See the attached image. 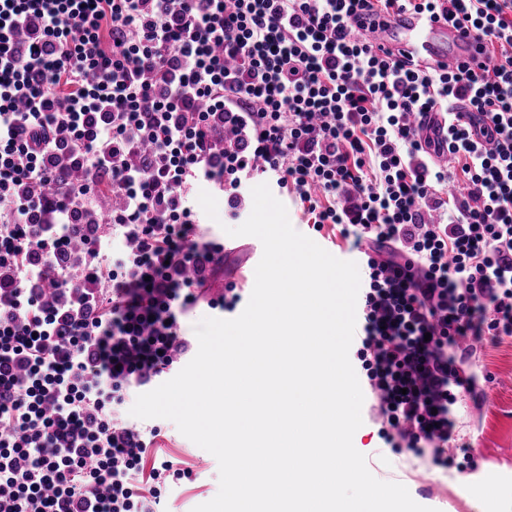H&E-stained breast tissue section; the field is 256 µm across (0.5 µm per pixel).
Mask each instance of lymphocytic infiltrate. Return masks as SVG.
<instances>
[{"label":"lymphocytic infiltrate","mask_w":512,"mask_h":512,"mask_svg":"<svg viewBox=\"0 0 512 512\" xmlns=\"http://www.w3.org/2000/svg\"><path fill=\"white\" fill-rule=\"evenodd\" d=\"M410 10L473 29L478 67L376 47ZM442 110L460 197L411 121ZM258 177L363 260L380 438L455 467L461 340L512 335V0H0V512H160L190 477L115 412L188 311L235 310L192 197L234 216Z\"/></svg>","instance_id":"lymphocytic-infiltrate-1"}]
</instances>
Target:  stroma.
Listing matches in <instances>:
<instances>
[{
    "mask_svg": "<svg viewBox=\"0 0 512 512\" xmlns=\"http://www.w3.org/2000/svg\"><path fill=\"white\" fill-rule=\"evenodd\" d=\"M491 382L485 386L486 401L464 396L457 406L459 444L475 449L476 470L461 473L443 470L430 460L387 448L378 426L364 421L355 432V448L376 463L373 475L405 485L415 502L434 512H512V336L488 344L471 356ZM144 428L160 427L153 446L174 467L190 469L191 478L168 481L164 512H192L218 492V463L169 420H144Z\"/></svg>",
    "mask_w": 512,
    "mask_h": 512,
    "instance_id": "1",
    "label": "stroma"
}]
</instances>
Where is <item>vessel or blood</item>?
<instances>
[{
	"label": "vessel or blood",
	"instance_id": "vessel-or-blood-1",
	"mask_svg": "<svg viewBox=\"0 0 512 512\" xmlns=\"http://www.w3.org/2000/svg\"><path fill=\"white\" fill-rule=\"evenodd\" d=\"M374 37L377 43L404 50L417 68L444 69L465 62L477 65L480 60L479 42L473 31L466 30L429 15L405 13L389 25L379 27ZM423 138H442L445 117L432 112L416 116Z\"/></svg>",
	"mask_w": 512,
	"mask_h": 512
}]
</instances>
